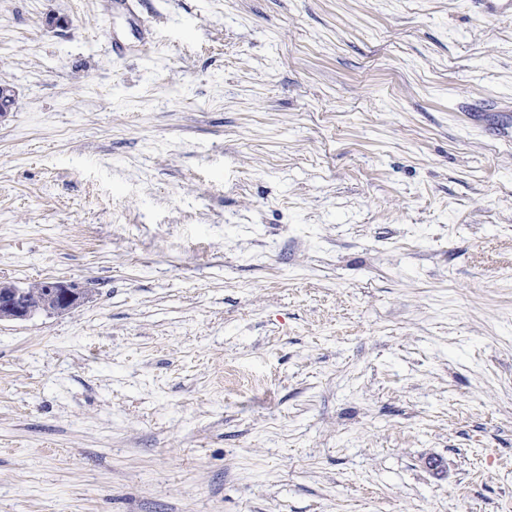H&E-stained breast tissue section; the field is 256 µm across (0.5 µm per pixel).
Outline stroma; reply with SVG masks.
Returning <instances> with one entry per match:
<instances>
[{
  "mask_svg": "<svg viewBox=\"0 0 512 512\" xmlns=\"http://www.w3.org/2000/svg\"><path fill=\"white\" fill-rule=\"evenodd\" d=\"M0 512H512V17L0 0ZM45 288H31V296L27 284H12L6 288L0 284V322L27 321L39 314L38 308L32 304L42 300L48 288L45 307L57 313H67L79 308L85 299V289L76 282L62 280L47 281ZM52 303L54 306H51Z\"/></svg>",
  "mask_w": 512,
  "mask_h": 512,
  "instance_id": "1",
  "label": "stroma"
}]
</instances>
